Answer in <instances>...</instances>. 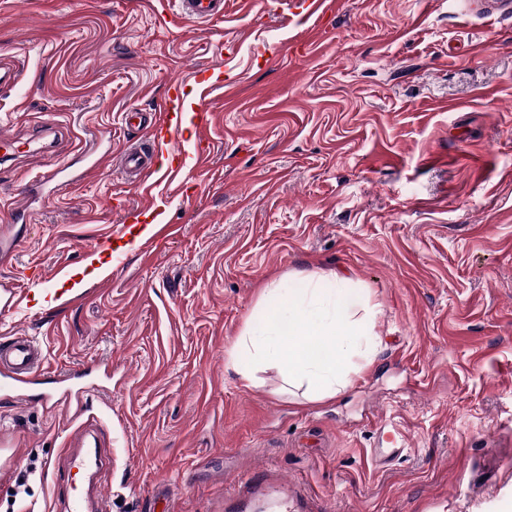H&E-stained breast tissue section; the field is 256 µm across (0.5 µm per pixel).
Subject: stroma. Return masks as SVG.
<instances>
[{"instance_id":"stroma-1","label":"stroma","mask_w":512,"mask_h":512,"mask_svg":"<svg viewBox=\"0 0 512 512\" xmlns=\"http://www.w3.org/2000/svg\"><path fill=\"white\" fill-rule=\"evenodd\" d=\"M470 0H340L317 33L224 0L164 24L169 0H0V225L19 186L91 134L106 156L84 184L46 187L0 281L40 271L0 342L43 347L47 372L112 367L83 407L111 440L109 512H225L239 479L293 484L288 512H512V25ZM287 43L259 65L254 37ZM235 39V60L218 48ZM236 79L212 99L207 164L142 195L116 170L121 114L200 67ZM70 128L44 144L42 126ZM162 207L172 236L115 239L116 200ZM84 292L71 304L59 268ZM352 281L378 346L351 384L304 401L277 369L245 384L225 352L266 283L299 271ZM405 454L371 461L381 424ZM74 407L0 399V512H58ZM223 15V0H174L165 22L171 30H180L188 20L207 21Z\"/></svg>"}]
</instances>
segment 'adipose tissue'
I'll use <instances>...</instances> for the list:
<instances>
[{
  "instance_id": "adipose-tissue-1",
  "label": "adipose tissue",
  "mask_w": 512,
  "mask_h": 512,
  "mask_svg": "<svg viewBox=\"0 0 512 512\" xmlns=\"http://www.w3.org/2000/svg\"><path fill=\"white\" fill-rule=\"evenodd\" d=\"M298 287L269 282L262 300L277 305L275 316L254 319L227 352L241 379L254 383L257 372L277 369L288 389L304 399L335 396L350 382V360L372 354L375 339L369 315L359 312L346 279L323 287L321 275L301 271Z\"/></svg>"
}]
</instances>
